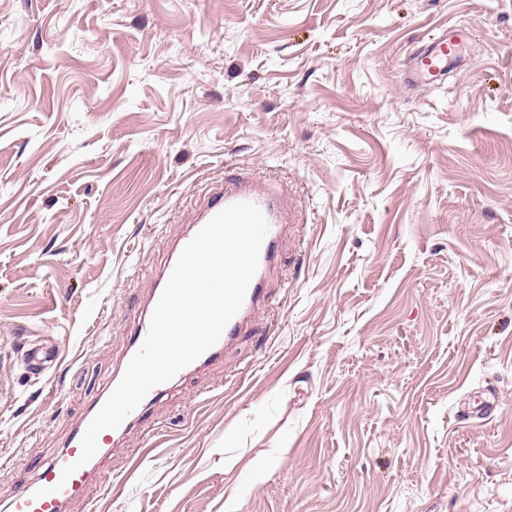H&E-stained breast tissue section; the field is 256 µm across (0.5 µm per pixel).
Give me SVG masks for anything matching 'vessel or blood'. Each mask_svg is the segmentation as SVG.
Segmentation results:
<instances>
[{
	"label": "vessel or blood",
	"instance_id": "vessel-or-blood-1",
	"mask_svg": "<svg viewBox=\"0 0 512 512\" xmlns=\"http://www.w3.org/2000/svg\"><path fill=\"white\" fill-rule=\"evenodd\" d=\"M456 45V39L447 35L434 36L423 50L415 52L414 57L425 73L440 80L447 73L448 57L454 52ZM240 202L255 204L268 223L258 269L241 309L227 325L218 342L194 361V368L199 369L219 360L225 348L245 335L255 316L266 308L269 299L267 279L272 269L278 265V245L294 224V212L275 184L241 175H229L225 177L222 185L212 187L206 192L203 203L190 219L188 231L168 246L163 264L151 278L146 301L128 329L124 360H131L145 339L152 313L184 247L216 214ZM168 389L169 386L165 383L153 388L125 419L124 428L148 424L151 407L165 397ZM113 435V430L102 431L98 436V457L92 458L85 465H79L78 470L65 480L61 477L63 467L77 463L81 453L83 433L75 431L65 448L41 465L36 479L12 496L6 506L7 512H65L70 503L87 499L97 478L99 457L106 454ZM43 487L47 488V495L38 496V489Z\"/></svg>",
	"mask_w": 512,
	"mask_h": 512
}]
</instances>
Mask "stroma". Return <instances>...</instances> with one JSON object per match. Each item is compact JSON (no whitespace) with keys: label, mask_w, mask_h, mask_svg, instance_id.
Here are the masks:
<instances>
[{"label":"stroma","mask_w":512,"mask_h":512,"mask_svg":"<svg viewBox=\"0 0 512 512\" xmlns=\"http://www.w3.org/2000/svg\"><path fill=\"white\" fill-rule=\"evenodd\" d=\"M228 173L297 211L271 304L67 512H512V0H0V504ZM456 45L457 40L448 38L447 33L437 37L431 36L424 49L415 52L411 56L406 68H410V63L417 59L422 65L424 72L434 78V81H442L448 70V55L455 51Z\"/></svg>","instance_id":"obj_1"}]
</instances>
